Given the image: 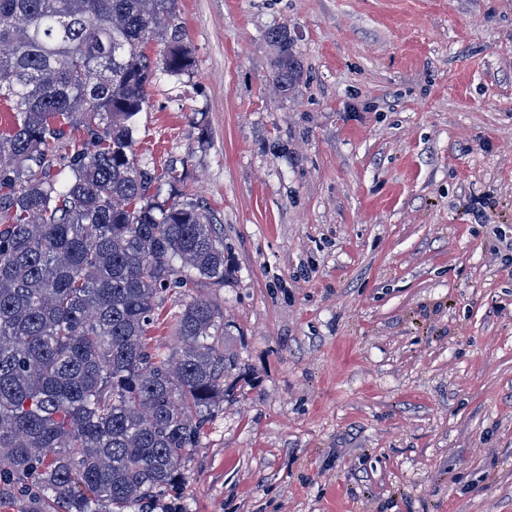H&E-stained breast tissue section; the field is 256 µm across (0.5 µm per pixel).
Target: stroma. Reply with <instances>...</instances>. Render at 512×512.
<instances>
[{
    "label": "stroma",
    "instance_id": "1",
    "mask_svg": "<svg viewBox=\"0 0 512 512\" xmlns=\"http://www.w3.org/2000/svg\"><path fill=\"white\" fill-rule=\"evenodd\" d=\"M140 162L216 214L237 390L153 512H512V0H179ZM305 63L272 86L269 29Z\"/></svg>",
    "mask_w": 512,
    "mask_h": 512
}]
</instances>
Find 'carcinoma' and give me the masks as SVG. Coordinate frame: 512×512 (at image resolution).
<instances>
[{"mask_svg": "<svg viewBox=\"0 0 512 512\" xmlns=\"http://www.w3.org/2000/svg\"><path fill=\"white\" fill-rule=\"evenodd\" d=\"M267 39L286 98L303 59L288 24ZM192 67L178 0H0V488L44 510L177 492L234 397L211 300L184 306L168 356L149 344L167 291L233 275L214 213L160 198L176 170L135 159L157 75Z\"/></svg>", "mask_w": 512, "mask_h": 512, "instance_id": "cac0c4a2", "label": "carcinoma"}]
</instances>
